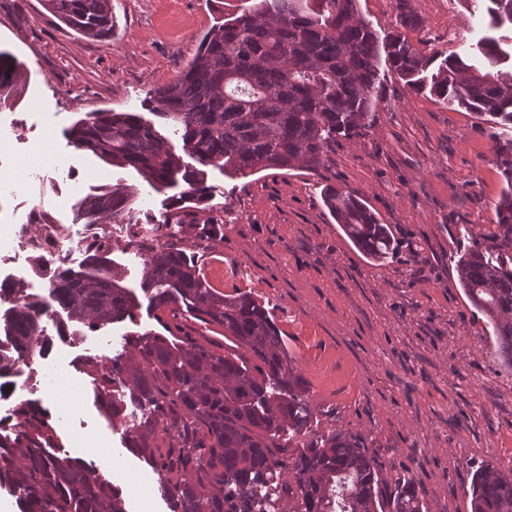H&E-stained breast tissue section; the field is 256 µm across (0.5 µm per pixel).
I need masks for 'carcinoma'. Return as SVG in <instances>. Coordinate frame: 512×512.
Listing matches in <instances>:
<instances>
[{"instance_id":"1","label":"carcinoma","mask_w":512,"mask_h":512,"mask_svg":"<svg viewBox=\"0 0 512 512\" xmlns=\"http://www.w3.org/2000/svg\"><path fill=\"white\" fill-rule=\"evenodd\" d=\"M494 27L512 24V0H490ZM358 0H255L241 15L212 27L182 74L152 90L155 115L182 130L189 164L150 122L128 112H91L70 130L76 148L138 171L151 186L184 184L169 198L162 223L183 224L187 209L208 194L207 167L237 176L256 170L324 165L340 136L372 127L379 65L386 62L418 92H429L494 125L512 124V72L492 71L505 51L487 39L479 53L490 69L459 56H424L400 33L380 39L358 11ZM44 8L79 35L112 37V0H44ZM507 184L494 204L491 244L461 255L457 272L472 306L493 328L492 357L512 372V139L491 133ZM136 191L116 187L92 194L82 212L91 224L123 223ZM323 202L368 258L393 253L386 224L358 196L328 186ZM85 271L55 270L49 297L70 322L94 331L132 316L137 298L105 262L107 241L91 246ZM142 292L169 336L132 337L128 354L88 372L106 416L126 403L142 416L126 448L157 474L170 512H254L258 491L276 468L290 472L285 496L294 512H427L407 482L385 497L378 470L354 436L332 434L304 442L281 457L283 427L301 434L309 409L301 379L284 366L281 341L266 313L248 296L208 287L186 250L172 243L146 247ZM195 318L224 330L227 352L200 344L186 324ZM0 371L40 352L44 326L31 305L0 313ZM118 381L125 394H111ZM15 429L0 436V483L18 493L23 512H126L117 486L92 464L56 453L49 413L28 401L12 410ZM167 447L154 444L158 432ZM472 512H512V467L486 464L471 484Z\"/></svg>"}]
</instances>
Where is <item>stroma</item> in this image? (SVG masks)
I'll return each mask as SVG.
<instances>
[{"instance_id":"obj_1","label":"stroma","mask_w":512,"mask_h":512,"mask_svg":"<svg viewBox=\"0 0 512 512\" xmlns=\"http://www.w3.org/2000/svg\"><path fill=\"white\" fill-rule=\"evenodd\" d=\"M253 0H112L107 41L85 39L47 13L42 0H0V53L18 82L0 92V131L8 135L0 172L19 186L0 197V221L24 222L30 208H53L63 224H83L80 201L116 185L139 189L131 215L143 226L131 238L110 236L109 259L124 284L140 292L146 246L174 188L151 189L133 168L77 150L67 132L87 113L134 112L174 146L177 127L154 119V84L180 76L201 38L221 18ZM489 0H359L379 36L403 31L423 55L480 61L489 36ZM376 121L366 136L339 137L315 170H258L247 177L209 168L210 199L175 241L187 248L212 288L246 295L264 308L283 339L310 405L305 436L282 432L295 454L300 439L343 431L356 435L379 466L381 489L412 481L428 512H471L469 489L484 464L512 465V373L487 356L484 317L465 296L457 261L492 230V205L503 177L485 121L414 92L388 69L376 84ZM72 155L78 188L47 170L43 154ZM364 198L387 224L397 249L373 262L352 245L324 206L325 186ZM223 225L211 238L204 221ZM156 312L140 303L132 318L91 332H67L62 350L80 396L76 410L54 412L64 456L85 454L124 488L127 512H168L158 483L131 493L152 469L125 448L122 433L96 403L85 372L97 352L123 354L129 337L160 331ZM94 447L80 449L76 436Z\"/></svg>"}]
</instances>
